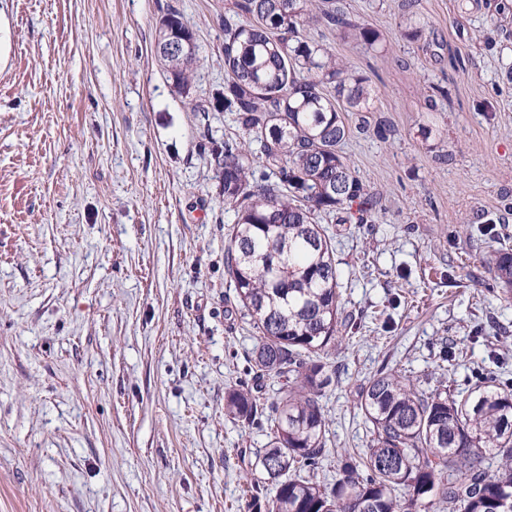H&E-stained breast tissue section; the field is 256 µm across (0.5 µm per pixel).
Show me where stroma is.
Masks as SVG:
<instances>
[{"label": "stroma", "mask_w": 512, "mask_h": 512, "mask_svg": "<svg viewBox=\"0 0 512 512\" xmlns=\"http://www.w3.org/2000/svg\"><path fill=\"white\" fill-rule=\"evenodd\" d=\"M498 0H348L378 51L311 29L371 77L349 164L373 223L323 219L345 328L329 361L328 443L364 448L357 407L381 369L421 390L512 380V299L483 255L512 239V47L478 39ZM225 0H0V512H244L266 431L224 413L256 331L224 269L236 214L209 164L232 132L190 111L155 26L193 28V96L224 88ZM412 5L427 24L405 38ZM448 97L430 104V87ZM428 125L442 139H422ZM447 340L451 362L439 358Z\"/></svg>", "instance_id": "1"}]
</instances>
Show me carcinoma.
Masks as SVG:
<instances>
[{"mask_svg":"<svg viewBox=\"0 0 512 512\" xmlns=\"http://www.w3.org/2000/svg\"><path fill=\"white\" fill-rule=\"evenodd\" d=\"M511 12V2L498 4L488 28L502 29ZM319 25L355 32L367 50L380 46V33L352 20L345 0H231L224 14V91L213 107L234 115V131L212 148L211 162L236 212L225 272L257 330L252 386L225 392L224 410L236 422L270 427L265 447L254 451L251 469L261 478L247 483V508L512 512V384L488 372L466 392L427 394L379 371L358 399L368 447L338 455L334 482L314 475L329 426L325 354L346 322L335 248L319 218L364 223L379 203L343 152L353 133L349 113L375 109L372 81L310 37L307 29ZM400 27L417 39L425 24L410 11ZM172 35L187 42L183 50H162ZM155 47L175 92L193 111H208L193 98L199 47L178 12L160 18ZM488 264L511 298L512 248L493 249ZM270 377L283 383L265 404L258 393ZM491 455L501 461L494 477L486 470Z\"/></svg>","mask_w":512,"mask_h":512,"instance_id":"carcinoma-1","label":"carcinoma"}]
</instances>
